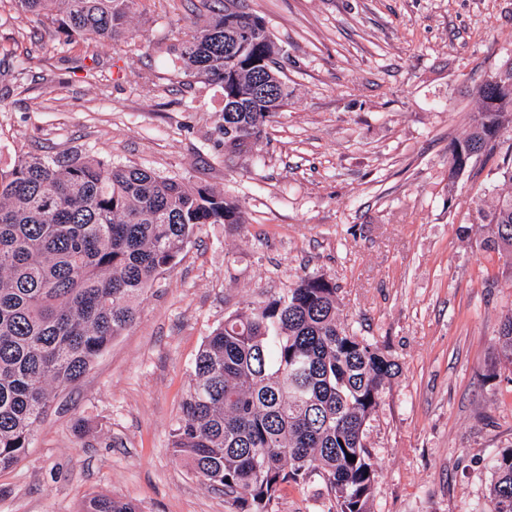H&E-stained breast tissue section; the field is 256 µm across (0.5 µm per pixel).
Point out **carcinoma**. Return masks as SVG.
Here are the masks:
<instances>
[{"mask_svg":"<svg viewBox=\"0 0 512 512\" xmlns=\"http://www.w3.org/2000/svg\"><path fill=\"white\" fill-rule=\"evenodd\" d=\"M23 19L92 41L129 37L138 0H10ZM177 74L224 95V163L260 138L288 100L265 21L210 11L175 48ZM269 94L260 95L257 88ZM477 115L451 154L481 153L512 125V98ZM485 249L512 257V189L490 212ZM239 203L131 165L77 152L24 154L0 168V469L17 464L59 390L130 328L155 278L203 224H244ZM512 363V316L499 336ZM397 364L339 319L338 287L306 275L287 292L231 313L207 337L171 448L205 485L224 490L230 512H276L284 485L318 481L333 512H371L378 473L364 443L367 421ZM356 461H347V455ZM490 512H512V448L494 459ZM82 512H139L109 495Z\"/></svg>","mask_w":512,"mask_h":512,"instance_id":"carcinoma-1","label":"carcinoma"}]
</instances>
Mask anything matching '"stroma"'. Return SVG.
I'll use <instances>...</instances> for the list:
<instances>
[{
	"label": "stroma",
	"instance_id": "obj_1",
	"mask_svg": "<svg viewBox=\"0 0 512 512\" xmlns=\"http://www.w3.org/2000/svg\"><path fill=\"white\" fill-rule=\"evenodd\" d=\"M284 51L288 104L224 164L219 86L173 73L206 0H139L128 39L97 43L0 0V167L73 150L207 185L238 225L206 224L0 471V512H80L97 494L140 512H229L174 455L199 349L229 313L302 276L336 283L340 320L398 365L365 426L374 512H487L512 448V259L484 249L478 205L505 185L491 158L450 177L473 90L512 59V0H244ZM319 482L276 512H328Z\"/></svg>",
	"mask_w": 512,
	"mask_h": 512
}]
</instances>
